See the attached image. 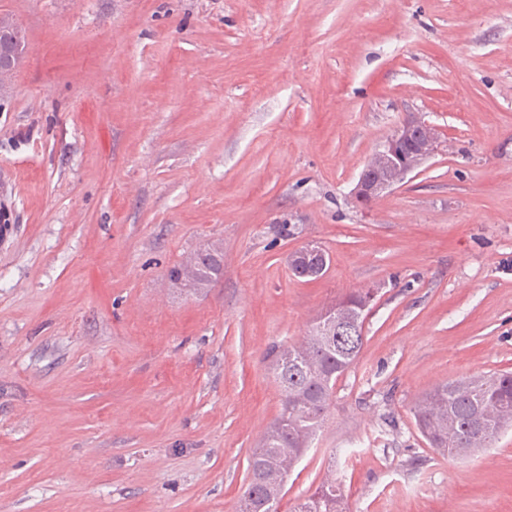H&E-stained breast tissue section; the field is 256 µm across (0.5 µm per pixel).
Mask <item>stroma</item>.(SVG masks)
Wrapping results in <instances>:
<instances>
[{
  "mask_svg": "<svg viewBox=\"0 0 512 512\" xmlns=\"http://www.w3.org/2000/svg\"><path fill=\"white\" fill-rule=\"evenodd\" d=\"M0 512H236L267 353L353 289L365 343L289 476L344 512H512V429L451 458L413 408L512 370V0H0ZM410 115L442 149L364 208ZM310 242L325 275L289 270ZM208 245L201 292L170 270ZM24 53V33L11 17L3 15L0 22V62L17 64L20 58L23 59ZM14 64L0 66V92L5 91L10 84L15 72ZM194 261V267L190 276L180 279L179 271L182 268H177L172 271L174 280L179 281L181 284L184 281V286L199 290L206 288L223 273V257L210 249L199 250L194 257ZM343 497L334 477L326 478L317 491L294 512H343Z\"/></svg>",
  "mask_w": 512,
  "mask_h": 512,
  "instance_id": "obj_1",
  "label": "stroma"
}]
</instances>
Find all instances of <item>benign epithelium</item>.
Returning <instances> with one entry per match:
<instances>
[{
	"mask_svg": "<svg viewBox=\"0 0 512 512\" xmlns=\"http://www.w3.org/2000/svg\"><path fill=\"white\" fill-rule=\"evenodd\" d=\"M439 149V135L433 125L417 116L406 118L372 155L375 163L365 164L353 188V198L361 205L375 201L402 184ZM316 253V249L309 247L295 255V259L303 263L299 268L302 276L318 277L324 271L326 262L310 263V257Z\"/></svg>",
	"mask_w": 512,
	"mask_h": 512,
	"instance_id": "1",
	"label": "benign epithelium"
}]
</instances>
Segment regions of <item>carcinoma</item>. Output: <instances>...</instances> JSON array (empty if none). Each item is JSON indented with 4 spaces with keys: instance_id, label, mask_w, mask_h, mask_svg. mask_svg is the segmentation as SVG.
<instances>
[{
    "instance_id": "1",
    "label": "carcinoma",
    "mask_w": 512,
    "mask_h": 512,
    "mask_svg": "<svg viewBox=\"0 0 512 512\" xmlns=\"http://www.w3.org/2000/svg\"><path fill=\"white\" fill-rule=\"evenodd\" d=\"M25 53V35L13 19L0 17V62H18ZM223 257L203 249L194 257L191 275L182 280L201 289L222 275ZM374 289H358L320 314L307 336L272 351L271 365L279 384L282 407L248 460L247 490L237 512H277L282 496L283 462L301 460L317 439L332 402L337 380L357 359L364 332L346 342L326 335L331 317L365 322ZM415 424L429 447L450 457L486 448L512 424V372L472 375L439 384L415 403ZM294 512H343L336 478L325 479Z\"/></svg>"
}]
</instances>
